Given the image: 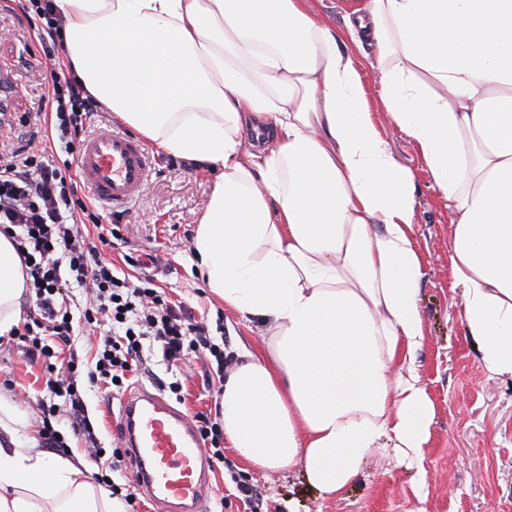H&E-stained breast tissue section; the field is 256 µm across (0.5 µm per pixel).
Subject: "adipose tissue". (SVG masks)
<instances>
[{"mask_svg":"<svg viewBox=\"0 0 512 512\" xmlns=\"http://www.w3.org/2000/svg\"><path fill=\"white\" fill-rule=\"evenodd\" d=\"M84 90L166 153L216 170L193 242L225 308L272 323L224 380V441L250 469L301 468L337 496L390 445L420 466L434 406L416 181L366 104L351 44L370 40L386 120L452 207L463 321L512 376V0H364L344 36L306 0H53ZM262 118L261 147L242 131ZM21 259L0 233V336ZM0 400V512H123L85 461L38 450Z\"/></svg>","mask_w":512,"mask_h":512,"instance_id":"adipose-tissue-1","label":"adipose tissue"}]
</instances>
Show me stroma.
Wrapping results in <instances>:
<instances>
[{"mask_svg": "<svg viewBox=\"0 0 512 512\" xmlns=\"http://www.w3.org/2000/svg\"><path fill=\"white\" fill-rule=\"evenodd\" d=\"M40 19L30 0H0V74L12 85L9 110L13 130H0V152L27 141L55 149L49 123L32 117L50 112L52 77H71L65 56L48 59L38 31ZM382 134L395 159L416 177L415 241L423 264L418 304L424 340L414 361L421 385L435 407L431 439L422 467L397 466L386 452H373L358 480L336 498L318 497L300 469L258 472L245 466L232 448L212 476L205 512H250L236 490L245 479L261 494V512H512V377L489 374L479 360L478 342L462 318L461 292L453 284L448 243L455 214L434 185L414 141L387 125ZM142 195L123 212L97 205L103 224H116L122 243L106 250L116 265L126 256L156 254L165 263L158 284L172 303L192 309L208 322H224V367L240 363L241 352H262L269 322L225 308L208 289L198 268L193 241L213 190L214 171L157 153ZM180 404L189 415L217 413V388L203 383L200 359L184 366ZM46 394L41 363L27 360L15 346H0V398L13 403L29 423L41 427L38 403ZM84 399L103 446H112L119 429L120 401L87 388Z\"/></svg>", "mask_w": 512, "mask_h": 512, "instance_id": "obj_1", "label": "stroma"}]
</instances>
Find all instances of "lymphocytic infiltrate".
I'll list each match as a JSON object with an SVG mask.
<instances>
[{"mask_svg":"<svg viewBox=\"0 0 512 512\" xmlns=\"http://www.w3.org/2000/svg\"><path fill=\"white\" fill-rule=\"evenodd\" d=\"M55 105L51 114L56 139L67 154H74L96 100L77 82L53 79L48 90ZM99 221L90 203L82 199L73 178L38 153L18 148L0 156V232L13 240L26 275V288L35 310L12 339L26 356L42 361L48 377L50 401L41 402L42 436L47 445L63 447V436L53 426L67 417L73 434L84 437L93 454L102 446L95 435L83 397L85 386L109 394L123 390L136 377L151 352H159L166 366L202 353L224 362V345L206 322L183 306L172 305L150 275L136 278L102 258L101 248L119 239L113 224L85 235L78 219ZM82 286L86 304L73 316L66 290ZM82 322L101 338L93 358L69 351L75 322ZM66 364H59L61 353Z\"/></svg>","mask_w":512,"mask_h":512,"instance_id":"1","label":"lymphocytic infiltrate"}]
</instances>
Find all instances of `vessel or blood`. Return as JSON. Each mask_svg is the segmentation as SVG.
I'll list each match as a JSON object with an SVG mask.
<instances>
[{
  "label": "vessel or blood",
  "mask_w": 512,
  "mask_h": 512,
  "mask_svg": "<svg viewBox=\"0 0 512 512\" xmlns=\"http://www.w3.org/2000/svg\"><path fill=\"white\" fill-rule=\"evenodd\" d=\"M155 159L136 137L104 126L85 139L75 165L82 187L100 203L127 208L143 192ZM120 446L155 507L201 512L212 465L193 419L160 392L139 386L122 399Z\"/></svg>",
  "instance_id": "b4317fda"
}]
</instances>
